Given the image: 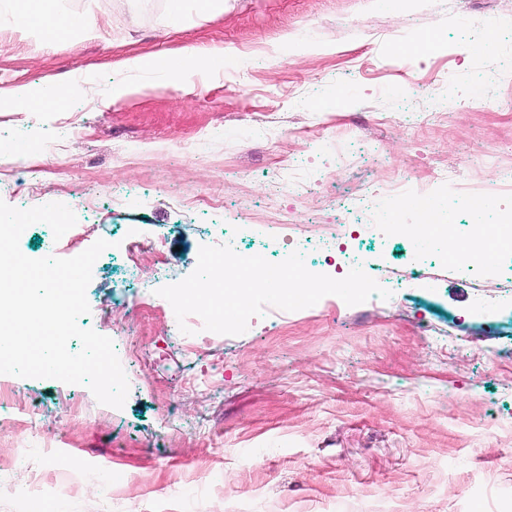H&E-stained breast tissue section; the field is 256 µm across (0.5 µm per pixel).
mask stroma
I'll list each match as a JSON object with an SVG mask.
<instances>
[{
  "instance_id": "1",
  "label": "stroma",
  "mask_w": 512,
  "mask_h": 512,
  "mask_svg": "<svg viewBox=\"0 0 512 512\" xmlns=\"http://www.w3.org/2000/svg\"><path fill=\"white\" fill-rule=\"evenodd\" d=\"M61 3L98 38L40 45L0 5V200L77 216L61 240L29 226L27 257L109 241L79 324L113 340L129 394L117 409L82 385L0 376L19 409L0 427V512H512V262L485 275L494 316L443 258L428 261L431 287L269 306L236 336L198 319L180 340L156 293L225 225H255L238 251L277 263L271 225L364 222L360 193L397 175L437 205L487 190L485 210L453 220L495 223L512 208V0H183L174 27L169 0ZM190 49L224 61L142 66ZM59 83L60 108L3 96ZM354 246L380 282L413 242Z\"/></svg>"
}]
</instances>
